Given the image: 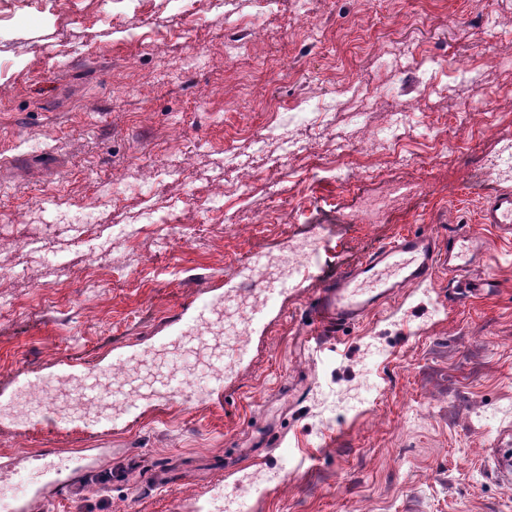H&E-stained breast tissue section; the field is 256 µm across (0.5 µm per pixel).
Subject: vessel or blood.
Returning <instances> with one entry per match:
<instances>
[{"instance_id":"1","label":"vessel or blood","mask_w":512,"mask_h":512,"mask_svg":"<svg viewBox=\"0 0 512 512\" xmlns=\"http://www.w3.org/2000/svg\"><path fill=\"white\" fill-rule=\"evenodd\" d=\"M479 221L512 227V193L502 192L491 198L482 206ZM484 246L479 235L468 231H453L444 240L429 233L400 235L391 245L379 248L359 266L337 274L333 282L319 290L311 307L315 333L337 331L363 322L400 289L432 280L442 268L462 279L470 293L484 292L493 287V280L468 275L470 268L479 265ZM289 286L286 279L258 280L251 284L253 292L265 301L286 295ZM235 303V297L228 295L215 300L199 291L192 295L188 306L197 320L214 328L219 324L215 311ZM223 372L222 354H213L208 370L195 374L198 392L208 396L222 394ZM155 390L170 400L181 397L185 390L184 372L166 374L157 382ZM80 392L87 400L112 404L127 423L137 422L141 417L142 395L105 384L100 372L85 373ZM32 469L38 473L41 490L51 492L58 500L66 498L84 474L80 461L63 466L44 455L30 469L14 463L1 464L0 501L10 505L13 512H27L29 508L32 495L28 472Z\"/></svg>"}]
</instances>
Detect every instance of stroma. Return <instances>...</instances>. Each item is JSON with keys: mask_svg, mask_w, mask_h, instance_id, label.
<instances>
[{"mask_svg": "<svg viewBox=\"0 0 512 512\" xmlns=\"http://www.w3.org/2000/svg\"><path fill=\"white\" fill-rule=\"evenodd\" d=\"M236 19L256 35L229 49ZM510 99L512 0H0V408L34 371L123 370L143 388L167 370L159 340L204 333L194 286L233 295L252 255L320 244L263 322L229 310L222 400L190 385L108 433L0 415L2 458L108 451L41 512H512V229L476 220L500 191ZM113 178L125 190L97 210L96 247L55 223ZM392 183L423 191L382 223L321 216ZM29 207L41 222L17 223ZM151 210L168 223L145 225ZM463 227L487 238L496 291L437 272L312 359L330 276L397 234Z\"/></svg>", "mask_w": 512, "mask_h": 512, "instance_id": "obj_1", "label": "stroma"}]
</instances>
